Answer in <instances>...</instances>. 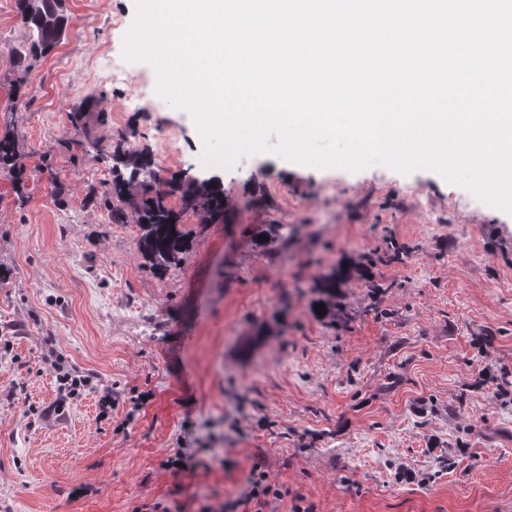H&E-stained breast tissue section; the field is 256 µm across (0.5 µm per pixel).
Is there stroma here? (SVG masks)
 Here are the masks:
<instances>
[{
  "label": "stroma",
  "mask_w": 512,
  "mask_h": 512,
  "mask_svg": "<svg viewBox=\"0 0 512 512\" xmlns=\"http://www.w3.org/2000/svg\"><path fill=\"white\" fill-rule=\"evenodd\" d=\"M66 4L65 37L25 69L0 0V133L25 172L0 171V512H512V214L427 169L203 165L189 113L122 57L135 0ZM91 95L108 123L72 127ZM123 136L160 180L216 176L231 198L224 223L186 218L193 246L161 276L135 222L85 201ZM341 265L318 316L315 283ZM57 358L95 386L60 414ZM179 448L194 471L166 467ZM256 468L273 492L237 506ZM347 272L344 269L333 268L330 272L321 275L315 284V290L320 293L324 299L326 314L331 313L334 307L333 300L336 298V289L345 281Z\"/></svg>",
  "instance_id": "1"
}]
</instances>
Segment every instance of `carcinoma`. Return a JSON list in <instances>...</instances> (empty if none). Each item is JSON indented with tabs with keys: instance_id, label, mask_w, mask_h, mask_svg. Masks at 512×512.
<instances>
[{
	"instance_id": "1",
	"label": "carcinoma",
	"mask_w": 512,
	"mask_h": 512,
	"mask_svg": "<svg viewBox=\"0 0 512 512\" xmlns=\"http://www.w3.org/2000/svg\"><path fill=\"white\" fill-rule=\"evenodd\" d=\"M21 24L29 31L23 50H18V64L35 59L51 51L65 35L67 16L53 9L35 12L29 0H16ZM19 156L18 140L9 132L0 136V168L15 173L23 183L21 170L16 168ZM132 159V165L112 166V187L103 199L113 224L127 223L128 213L137 216L138 247L142 258L159 275L178 262L192 246L191 232L183 227V218L191 214L200 224H222L231 208L224 194V185L197 186L181 173L160 188L155 172V160L146 148L128 144L125 138L112 145V159ZM347 272L333 269L321 275L315 290L323 296L326 313H331L336 289L345 281Z\"/></svg>"
}]
</instances>
